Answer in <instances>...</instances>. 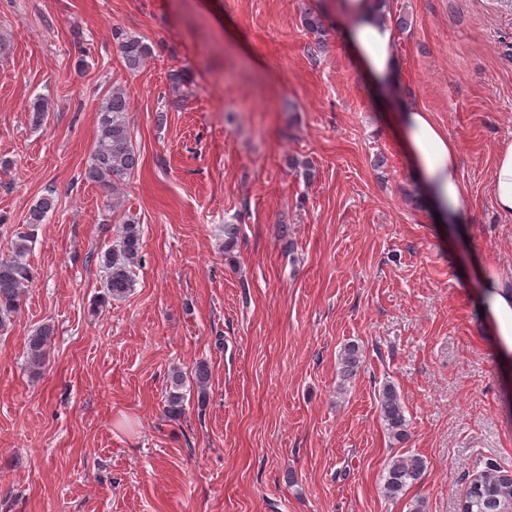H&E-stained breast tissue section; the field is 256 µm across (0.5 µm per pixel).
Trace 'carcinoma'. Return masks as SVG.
Here are the masks:
<instances>
[{
	"instance_id": "carcinoma-1",
	"label": "carcinoma",
	"mask_w": 512,
	"mask_h": 512,
	"mask_svg": "<svg viewBox=\"0 0 512 512\" xmlns=\"http://www.w3.org/2000/svg\"><path fill=\"white\" fill-rule=\"evenodd\" d=\"M117 50L130 70L138 69L151 56V46L141 37L119 34ZM129 99L126 92L113 88L104 95L99 107L96 145L88 167L84 171L87 181L102 185H117L131 176L138 167L139 156L132 144V133L126 119ZM51 196L41 198L29 211L26 229L16 233L10 242V255L0 259V330L11 323L18 312L23 294L35 279L34 269L25 257L32 248L36 232L44 223L48 213L54 209ZM140 225L126 221L121 225L118 244L102 256L106 281L102 304L121 301L134 288L133 267L141 261ZM54 329L42 324L27 336L26 348L29 367H42L51 345ZM361 363L358 345L348 344L340 357V376L347 382L357 375ZM211 371L207 364L199 363L194 370V386L198 407L206 405ZM185 380L181 372L173 371L168 376L165 388L166 415L176 420L184 413L186 393ZM380 414L392 440L402 443L408 440L410 423L405 416L395 388L387 384L379 393ZM427 471L425 461L419 456H399L389 462L383 476V492L389 498H397L406 488L420 482ZM463 512H512V476L500 470L494 462L484 463V469L475 473L463 504Z\"/></svg>"
}]
</instances>
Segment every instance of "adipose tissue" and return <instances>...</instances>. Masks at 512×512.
Returning <instances> with one entry per match:
<instances>
[{
  "label": "adipose tissue",
  "mask_w": 512,
  "mask_h": 512,
  "mask_svg": "<svg viewBox=\"0 0 512 512\" xmlns=\"http://www.w3.org/2000/svg\"><path fill=\"white\" fill-rule=\"evenodd\" d=\"M341 10L349 19L343 36L360 70L380 96L389 97L399 66L385 0H343ZM391 109L416 182L441 222L469 223L457 144L424 109L397 101ZM490 191L498 211L512 216V143L502 145L497 152Z\"/></svg>",
  "instance_id": "obj_1"
}]
</instances>
